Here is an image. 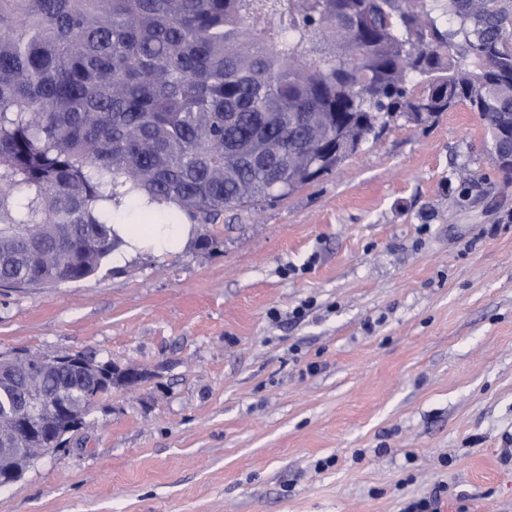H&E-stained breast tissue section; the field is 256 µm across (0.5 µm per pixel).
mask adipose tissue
<instances>
[{"instance_id":"ef3b65f1","label":"adipose tissue","mask_w":512,"mask_h":512,"mask_svg":"<svg viewBox=\"0 0 512 512\" xmlns=\"http://www.w3.org/2000/svg\"><path fill=\"white\" fill-rule=\"evenodd\" d=\"M115 230L123 243L112 258H123L141 251H150L165 256L183 249L192 237L189 224H119Z\"/></svg>"}]
</instances>
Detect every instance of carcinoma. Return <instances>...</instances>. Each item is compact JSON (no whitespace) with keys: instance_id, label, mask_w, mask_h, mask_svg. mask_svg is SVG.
Masks as SVG:
<instances>
[{"instance_id":"1","label":"carcinoma","mask_w":512,"mask_h":512,"mask_svg":"<svg viewBox=\"0 0 512 512\" xmlns=\"http://www.w3.org/2000/svg\"><path fill=\"white\" fill-rule=\"evenodd\" d=\"M459 103L512 140V0H0V283L81 281L154 224L283 198ZM125 372L92 353L0 375L61 438Z\"/></svg>"}]
</instances>
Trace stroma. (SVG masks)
Masks as SVG:
<instances>
[{
    "mask_svg": "<svg viewBox=\"0 0 512 512\" xmlns=\"http://www.w3.org/2000/svg\"><path fill=\"white\" fill-rule=\"evenodd\" d=\"M206 247L0 283V354L146 373L0 512H512V174L478 113L395 117Z\"/></svg>",
    "mask_w": 512,
    "mask_h": 512,
    "instance_id": "obj_1",
    "label": "stroma"
}]
</instances>
